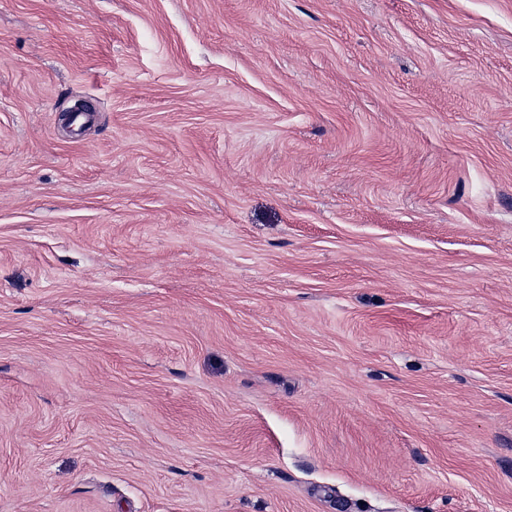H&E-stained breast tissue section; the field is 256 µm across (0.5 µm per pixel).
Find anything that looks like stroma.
<instances>
[{"mask_svg":"<svg viewBox=\"0 0 512 512\" xmlns=\"http://www.w3.org/2000/svg\"><path fill=\"white\" fill-rule=\"evenodd\" d=\"M0 512H512V0H0Z\"/></svg>","mask_w":512,"mask_h":512,"instance_id":"obj_1","label":"stroma"}]
</instances>
